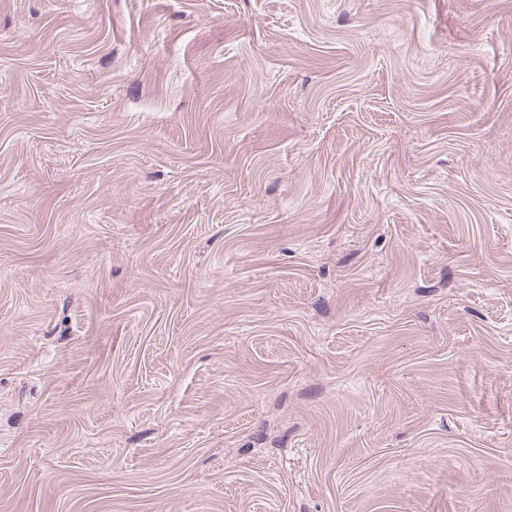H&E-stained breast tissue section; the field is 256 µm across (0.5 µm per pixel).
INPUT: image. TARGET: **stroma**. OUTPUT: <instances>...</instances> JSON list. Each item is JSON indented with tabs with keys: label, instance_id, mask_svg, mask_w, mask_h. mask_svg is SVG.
Returning <instances> with one entry per match:
<instances>
[{
	"label": "stroma",
	"instance_id": "1",
	"mask_svg": "<svg viewBox=\"0 0 512 512\" xmlns=\"http://www.w3.org/2000/svg\"><path fill=\"white\" fill-rule=\"evenodd\" d=\"M0 512H512V0H0Z\"/></svg>",
	"mask_w": 512,
	"mask_h": 512
}]
</instances>
